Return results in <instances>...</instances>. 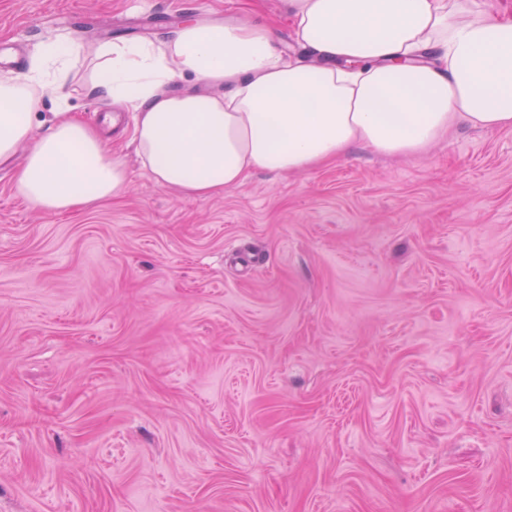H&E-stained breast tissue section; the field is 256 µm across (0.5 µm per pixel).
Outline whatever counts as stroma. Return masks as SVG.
Instances as JSON below:
<instances>
[{
	"mask_svg": "<svg viewBox=\"0 0 512 512\" xmlns=\"http://www.w3.org/2000/svg\"><path fill=\"white\" fill-rule=\"evenodd\" d=\"M191 17L292 45L281 0H0L131 162L63 215L0 163V512H512V130L180 197L89 62Z\"/></svg>",
	"mask_w": 512,
	"mask_h": 512,
	"instance_id": "35a3bbf8",
	"label": "stroma"
}]
</instances>
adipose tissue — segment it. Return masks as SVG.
Instances as JSON below:
<instances>
[{
  "label": "adipose tissue",
  "instance_id": "ef3b65f1",
  "mask_svg": "<svg viewBox=\"0 0 512 512\" xmlns=\"http://www.w3.org/2000/svg\"><path fill=\"white\" fill-rule=\"evenodd\" d=\"M308 63L286 60L269 24L190 20L168 38L103 44L91 89L132 102L136 154L185 198L257 171L310 170L360 146L419 156L459 126L512 129V17L477 0H282ZM79 48L42 79L0 80V160L25 148L15 191L49 214L125 195L126 164L67 106L34 134L35 109L67 81Z\"/></svg>",
  "mask_w": 512,
  "mask_h": 512
}]
</instances>
